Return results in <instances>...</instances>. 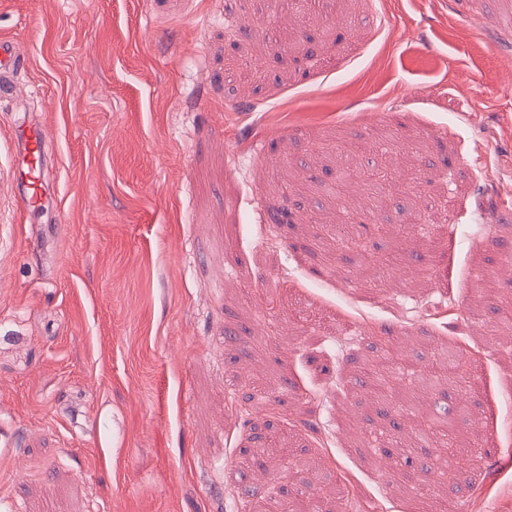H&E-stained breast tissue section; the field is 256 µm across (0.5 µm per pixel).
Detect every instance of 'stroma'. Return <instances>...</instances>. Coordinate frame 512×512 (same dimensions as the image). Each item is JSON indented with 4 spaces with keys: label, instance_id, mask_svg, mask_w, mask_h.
<instances>
[{
    "label": "stroma",
    "instance_id": "obj_1",
    "mask_svg": "<svg viewBox=\"0 0 512 512\" xmlns=\"http://www.w3.org/2000/svg\"><path fill=\"white\" fill-rule=\"evenodd\" d=\"M1 37L0 512H512V0H0ZM385 158L432 183L372 217L337 175ZM443 347L451 496L411 438L462 389L367 366ZM20 58L16 51V44L13 40L0 39V96H10L12 85L10 75L19 64ZM16 138L22 150L16 152L15 187L22 211L34 212L42 207L45 198L42 160L47 147L46 137L40 126L22 122Z\"/></svg>",
    "mask_w": 512,
    "mask_h": 512
}]
</instances>
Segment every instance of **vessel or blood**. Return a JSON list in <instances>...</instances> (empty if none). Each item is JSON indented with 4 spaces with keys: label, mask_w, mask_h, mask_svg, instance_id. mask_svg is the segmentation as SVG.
<instances>
[{
    "label": "vessel or blood",
    "mask_w": 512,
    "mask_h": 512,
    "mask_svg": "<svg viewBox=\"0 0 512 512\" xmlns=\"http://www.w3.org/2000/svg\"><path fill=\"white\" fill-rule=\"evenodd\" d=\"M20 58L14 41L0 39V96L11 95L10 77ZM16 154L13 176L20 206L23 211L33 212L44 203V176L42 160L46 152V137L38 125L23 122L17 128Z\"/></svg>",
    "instance_id": "b4317fda"
}]
</instances>
